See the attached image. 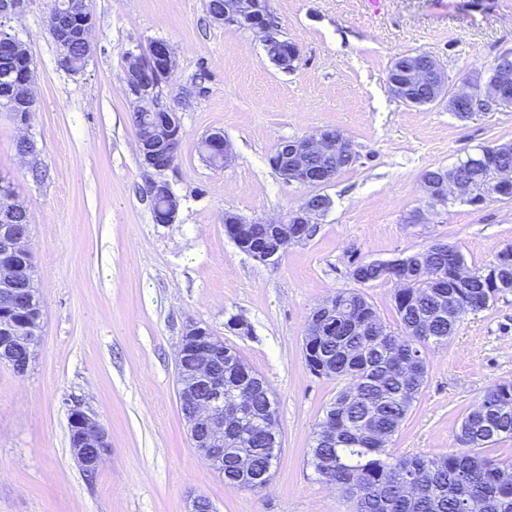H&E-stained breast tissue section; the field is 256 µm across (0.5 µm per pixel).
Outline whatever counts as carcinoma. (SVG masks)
<instances>
[{"label": "carcinoma", "instance_id": "cac0c4a2", "mask_svg": "<svg viewBox=\"0 0 512 512\" xmlns=\"http://www.w3.org/2000/svg\"><path fill=\"white\" fill-rule=\"evenodd\" d=\"M90 11L89 0H52L51 10L61 19L71 9ZM424 54L402 55L389 70L402 84L399 99L406 104L430 102L428 82L410 78L414 67L427 68ZM22 69L0 51V110L11 103L7 72ZM357 159L314 155L307 161L312 178L327 166L346 169ZM512 171V149L492 151L487 147L450 168L428 169L422 181L441 175L472 183L477 189L490 184L498 170ZM408 271L406 287L394 293L397 327L381 322L372 305L352 290L336 292V334L324 333L303 339L307 365L316 372L310 351L330 355L334 368L321 373L348 381L330 403L325 417L336 416V443L319 430L313 439L308 463L324 482L354 501L355 512H512V464L489 456L490 446L512 439V384L488 390L480 407L463 419L456 440L459 449L445 455L395 456L389 440L400 431L426 381L427 366L413 380L401 372L402 362L412 354L426 359V352L442 345L454 334L465 305L472 313L485 310L494 298L512 291V264L499 271L501 287H490L493 263L471 273L462 287L452 282L432 281L430 274L448 264L464 262L461 252L446 243H434L403 258ZM354 280L368 284L387 278L377 262L355 266ZM373 318L375 334L359 336L355 323ZM245 385L253 388L243 424L233 431L232 447L224 451L228 484L252 492L265 490L279 447L271 442L264 423L276 413V402L265 380L243 364ZM250 456L252 474L238 470V453Z\"/></svg>", "mask_w": 512, "mask_h": 512}]
</instances>
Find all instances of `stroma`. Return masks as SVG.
<instances>
[{
	"instance_id": "stroma-1",
	"label": "stroma",
	"mask_w": 512,
	"mask_h": 512,
	"mask_svg": "<svg viewBox=\"0 0 512 512\" xmlns=\"http://www.w3.org/2000/svg\"><path fill=\"white\" fill-rule=\"evenodd\" d=\"M50 0H29L11 25L36 67L29 135L42 179L15 151L20 131L0 112V175L31 218L28 247L44 316L26 373L0 366V512H351L308 464L314 432L345 383L313 374L303 336L312 310L360 289L393 327L396 285L360 286L362 262H388L435 242L469 269L512 246V202L438 203L426 170L512 141V108L459 119L447 98L409 106L388 87L403 54L434 56L450 89L486 76L512 51V0H268L277 33L301 62L278 68L248 29L214 22L207 0H91L93 52L59 69L44 26ZM168 41L176 69L165 89L182 138L163 177L181 201L159 224L123 84L125 53ZM333 127L358 160L326 186L285 182L268 158L286 138ZM222 133L232 162L214 168L200 143ZM330 198L319 230L274 263L240 251L224 216L287 219L314 194ZM198 323L263 377L277 403L281 452L267 491L224 484L197 454L181 412L176 356ZM428 374L390 452L447 454L464 416L512 383V292L463 317L426 355ZM82 398L112 454L87 481L69 445L66 399Z\"/></svg>"
}]
</instances>
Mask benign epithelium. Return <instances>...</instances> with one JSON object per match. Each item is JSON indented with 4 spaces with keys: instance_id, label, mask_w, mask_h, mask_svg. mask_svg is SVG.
<instances>
[{
    "instance_id": "obj_1",
    "label": "benign epithelium",
    "mask_w": 512,
    "mask_h": 512,
    "mask_svg": "<svg viewBox=\"0 0 512 512\" xmlns=\"http://www.w3.org/2000/svg\"><path fill=\"white\" fill-rule=\"evenodd\" d=\"M28 0H0V43L14 50L22 58L21 74L13 79V101L10 114L21 130L27 129L31 108L35 96V66L33 60L19 38L9 32L7 23L23 14ZM224 25L237 26L246 22V28L262 35L267 56L280 68L294 66L300 57L297 46L288 47L279 41L272 32L273 26L267 3H255L250 16L243 15L239 0H224V13L216 17ZM93 30L92 16L83 12L74 13V18L66 28L57 32V64L64 71H71L70 46L80 42L91 54ZM132 63L125 92L132 106L140 112H159L168 106L162 95L157 92L158 85L174 71L176 58L170 43L163 39L153 41L144 53H127ZM418 80L430 78L433 86V98L448 95V109L455 110L468 102L474 94L487 100H496L501 89L512 83V59L502 58L496 66L493 78L485 84L474 81L469 90L451 92L448 89V77L439 65L433 61L431 71L414 72ZM181 130L168 122L155 123L138 134L139 153L146 168L160 174L165 168L158 165L155 147L179 139ZM285 150L279 162L281 176L288 183L305 184L303 170L306 158L315 154H336L338 156H357L352 141L340 135L331 138L320 130L310 136L284 140ZM208 151L220 162L229 164L232 151L229 143L222 137L208 139ZM154 193L167 198V218L169 224L175 223L179 213V200L165 180L152 182ZM425 192L437 202H445L448 196L459 195L470 199L475 196L468 183L442 180L439 184H428ZM329 207V199L321 197L317 203L299 206L288 215V219L268 221L273 237L265 251L264 261L276 262L288 250V247L307 240L316 231V220ZM22 210L17 198L4 201L0 207V366L19 372L26 365L14 359V350L22 347L28 358H33L40 340L43 309L38 297L29 296L23 305L16 304L14 283L25 277L33 266V257L27 243L30 230L23 224L13 223V216ZM335 299L327 298L314 308L308 321L307 335L316 336L321 322L334 307ZM176 362L181 366L179 399L183 404L184 418L188 431L199 456L210 468L224 477V430L234 425L249 403L248 392L234 389V396H226L229 385L224 380V364H234L231 352L224 351V341L213 336L210 330L198 323L186 326ZM70 447L83 471L95 475L105 457L112 453V445L105 427L84 409L81 401L75 399L68 404Z\"/></svg>"
}]
</instances>
